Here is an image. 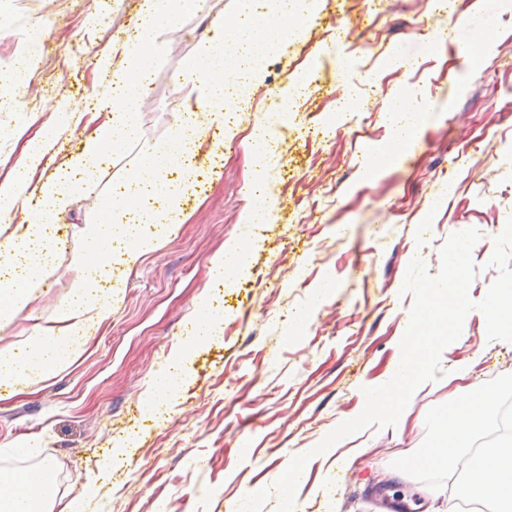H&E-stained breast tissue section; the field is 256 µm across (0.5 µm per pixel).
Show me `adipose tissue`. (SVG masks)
<instances>
[{"label": "adipose tissue", "instance_id": "obj_1", "mask_svg": "<svg viewBox=\"0 0 512 512\" xmlns=\"http://www.w3.org/2000/svg\"><path fill=\"white\" fill-rule=\"evenodd\" d=\"M315 2L238 0L231 19H214L216 30L230 36L229 56L217 55L210 46H202L185 59L179 74L182 86L201 89L207 126H223L224 112L234 104L224 94L226 69H234L240 80L253 81L261 69L264 49L295 39ZM196 8L197 0H145L139 22L127 41L123 72L126 95L113 98L107 119L84 137L73 160L84 187L95 185L106 157L139 138L131 101L138 98L139 86L150 80L152 59L163 51L154 38L156 30ZM385 112L393 134L375 155L381 167L394 164L425 122L417 96L410 91L389 101ZM62 132V126L57 124L42 128L27 142L11 177L0 182L1 215L19 207L38 215L37 221L17 224L9 237L0 240L1 252L22 259L15 273L0 280V322L9 320L30 303L34 283L56 254L47 224L61 221L68 212L71 190L64 179L50 178L36 184L32 176ZM203 147L204 141L195 130L188 153L160 144L147 151L127 177L122 193L113 195L110 208L100 211L86 226L81 244L71 257L77 284L55 324L34 327L19 348L0 349V388L19 389L32 381L50 378L78 353L88 339V326L100 321L117 304L114 284L118 276L134 269L141 256L157 246L162 227L177 216L175 204L182 187L167 179V169L184 161L186 154L201 155ZM149 195L164 198L168 209L145 212L143 204ZM116 211L135 215V222L113 224L112 214ZM52 469V463L46 461L39 469L12 473L10 480L0 483V501L7 502L11 512H51L37 477Z\"/></svg>", "mask_w": 512, "mask_h": 512}]
</instances>
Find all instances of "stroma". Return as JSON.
<instances>
[{
    "mask_svg": "<svg viewBox=\"0 0 512 512\" xmlns=\"http://www.w3.org/2000/svg\"><path fill=\"white\" fill-rule=\"evenodd\" d=\"M377 2L318 0L317 19L266 56L239 124H225L236 151L215 149L201 165L182 222L126 275L119 304L77 358L0 394V470L53 461L52 512L77 497L90 512H231L272 485L289 458L359 415L363 387L388 381L414 304L402 291L414 256L437 274L449 236L475 228L471 298L481 300L497 278L493 239L512 216V120L495 119L512 104V0H460L454 22L424 12L420 0H392L386 12ZM236 7L198 0L196 13L156 31L164 50L152 61L153 89L133 107L140 139L113 154L95 188L74 191L63 221L68 250L34 284L28 307L0 323V349L56 321L75 278L69 250L144 152L172 135L191 102L177 82L182 62L211 37L212 19ZM141 9L142 0H0V71L12 70L17 53L38 58L22 112L0 111V181L28 138L60 113L79 112L81 127L60 137L49 165L70 167L85 129L104 119L99 94L120 91L124 42ZM447 27L477 47V63L437 40ZM104 50L107 67L98 60ZM308 69L307 96L273 123L272 217L245 223L251 201L240 188L258 168L249 149L255 123ZM406 89L417 91L426 122L393 167H376L391 135L385 105ZM342 97L363 98V109L317 135ZM237 240L248 245L249 266L227 289L211 280L210 265ZM206 295L223 314L220 331L186 360L167 414L143 412L154 372L188 345ZM462 334L442 352L443 378L422 385L400 426H368L307 463L294 512H392L382 488L410 512H433L446 490L393 461L418 449L427 411L452 400L458 385L512 374V343L488 340L480 311L466 316ZM460 360L470 374L448 381Z\"/></svg>",
    "mask_w": 512,
    "mask_h": 512,
    "instance_id": "stroma-1",
    "label": "stroma"
}]
</instances>
